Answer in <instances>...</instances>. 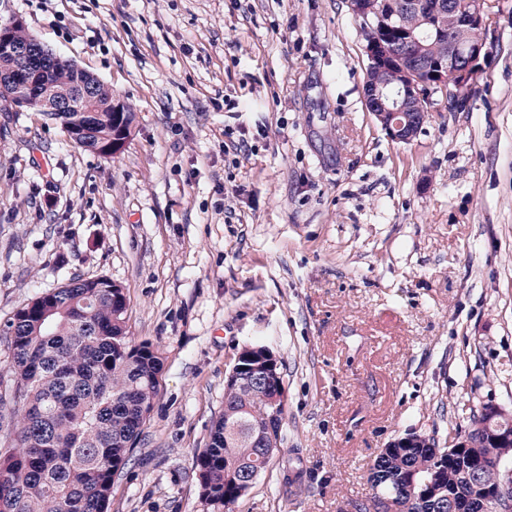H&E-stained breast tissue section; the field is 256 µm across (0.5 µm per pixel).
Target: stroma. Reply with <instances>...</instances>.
Segmentation results:
<instances>
[{
  "instance_id": "stroma-1",
  "label": "stroma",
  "mask_w": 512,
  "mask_h": 512,
  "mask_svg": "<svg viewBox=\"0 0 512 512\" xmlns=\"http://www.w3.org/2000/svg\"><path fill=\"white\" fill-rule=\"evenodd\" d=\"M498 9L469 106L403 144L364 108L346 0H0V24L134 112L109 157L0 99V327L104 276L164 358L109 512H210L195 457L251 344L282 364L285 440L234 512H349L392 440L445 446L473 405L512 410V0Z\"/></svg>"
}]
</instances>
